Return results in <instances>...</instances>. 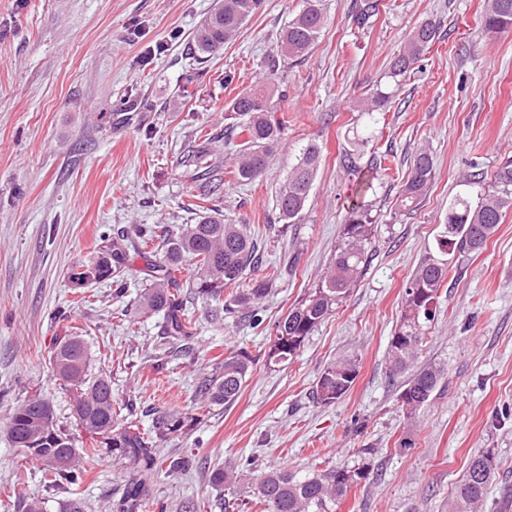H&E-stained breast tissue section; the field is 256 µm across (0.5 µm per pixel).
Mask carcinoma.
<instances>
[{"label":"carcinoma","instance_id":"carcinoma-1","mask_svg":"<svg viewBox=\"0 0 512 512\" xmlns=\"http://www.w3.org/2000/svg\"><path fill=\"white\" fill-rule=\"evenodd\" d=\"M262 0H217L214 11L200 25L195 35L199 53L210 54L232 39L259 10ZM377 2L360 0L354 22L358 28L370 26ZM327 21L326 0H304L303 9L279 33L277 58L267 65L263 76L252 86L239 92L227 108L224 137L234 141L237 149L235 167L237 181L253 182L269 169L274 149L287 129L286 121L277 117L283 90L276 83L280 63L306 59ZM486 33L512 30V0H487L482 16ZM438 36V25L426 20L415 27L399 52L390 60L381 79L361 101L360 109L367 115L383 112L390 105L401 82L414 69L424 52ZM357 149H346L342 166L361 175L355 194L364 196L373 188L378 167L366 170L359 165ZM320 166V148L310 142L296 158V163L279 186L276 209L282 220L295 223L306 207ZM434 176V161L422 149L413 159L411 171L399 192L400 206L418 207ZM191 180L199 193V202L218 198L222 178L206 167L194 169ZM210 214L195 224H188L174 238H168L162 258L149 267L150 283L144 288L139 307L143 312L161 313L166 320L163 342L157 350L167 352L193 336L196 321L180 300L182 284L178 279L184 262L196 261L193 288L206 300L215 303L214 311L232 315L249 311L252 325L258 327L261 302L271 294L277 275L253 279L248 287L224 294V289L241 282L247 268L255 265L256 242L241 224H226L219 209L208 207ZM512 211V160L506 161L494 174L492 184L472 199L469 193L457 195L448 206L447 224L439 235L437 247L441 256L428 255L418 265L405 288L401 317L389 346L391 367L400 372L411 365L424 342V320L429 306L448 279L445 256L477 251L486 244ZM373 217L361 203L352 205L342 224L340 239L327 272L320 282L308 289L276 326V333L267 354L268 364L282 365L300 350L306 339L336 307L346 299L370 264ZM129 257L125 247L109 238H102L97 257L81 264L70 273V280L80 284L114 279L123 281ZM93 357L87 342L79 335L68 334L54 341L49 355L52 374L63 382L71 395L72 417L79 430L73 435L55 420L52 404L38 394L16 402L6 426L11 444L25 456L41 465L47 488L74 485L84 480L86 465L105 450L116 460L129 465L140 477L122 481L121 496L113 503V512H143L150 500L147 480L164 473L168 476L190 473L194 459L189 454L163 455L157 443L179 437L193 429L192 414L163 413L152 419L151 427L140 430L128 419L119 422L124 406L112 396V380L104 372L92 371ZM252 360L241 352H230L212 365L198 382L196 397L209 406H230L239 396ZM357 364L352 359L327 366L320 375L315 399L324 405L336 402L355 381ZM442 369L424 366L411 374L402 387L398 400L413 414L432 398ZM371 449H360V462L349 466L329 467L304 476L286 470H265L248 460L240 470H214L210 483L215 488L231 489L243 485L250 503L262 512H333L339 499L350 488L370 474ZM495 475V458L491 451L472 457L466 474L455 494L448 501V512H481Z\"/></svg>","mask_w":512,"mask_h":512}]
</instances>
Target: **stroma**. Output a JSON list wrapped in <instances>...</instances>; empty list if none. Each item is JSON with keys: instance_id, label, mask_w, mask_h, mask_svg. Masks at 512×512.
Instances as JSON below:
<instances>
[{"instance_id": "obj_1", "label": "stroma", "mask_w": 512, "mask_h": 512, "mask_svg": "<svg viewBox=\"0 0 512 512\" xmlns=\"http://www.w3.org/2000/svg\"><path fill=\"white\" fill-rule=\"evenodd\" d=\"M358 0H327V23L307 59L288 67L281 103L288 128L261 180L240 185L222 143L224 108L254 84L302 0H264L223 50H194L215 0H0V512L46 494L35 461L13 448L5 427L15 402L49 399L72 428L69 395L51 372L56 337L77 333L110 375L112 394L141 427L154 414L190 412L194 428L163 444L193 450L184 476L158 475L152 497L179 512H224L209 476L248 458L297 474L354 463L373 449L368 479L336 512H446L470 459L492 450L496 470L483 512H512V211L479 251L449 260L418 365L444 368L416 415L398 401L406 374H390L389 344L408 279L437 249L450 201L472 167L494 175L512 159V30L484 34L485 0H378L370 27L353 21ZM432 19L439 38L378 113L364 155H387L365 197L374 217L367 272L287 366L266 362L275 326L326 272L355 181L340 163L364 120L369 94L411 30ZM316 142L321 165L299 221L284 223L275 191L300 148ZM435 176L420 205L398 208L400 187L421 149ZM202 155L223 179V215L246 225L260 250L245 279L278 272L260 327L218 319L181 278L195 311L194 337L164 366L151 349L163 317L138 312L147 265L139 228L175 236L196 223L186 204L195 185L185 161ZM123 236L131 258L124 290L104 279L73 287L75 266L96 256L100 237ZM230 351L254 360L228 408L194 400L205 367ZM354 359L358 375L336 403L313 397L324 369ZM411 441L400 450L401 441ZM123 467L103 454L81 484L88 512H112Z\"/></svg>"}]
</instances>
